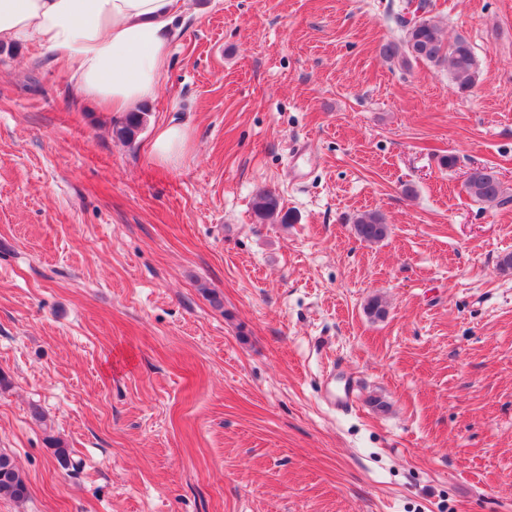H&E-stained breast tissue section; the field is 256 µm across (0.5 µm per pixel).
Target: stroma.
I'll return each instance as SVG.
<instances>
[{"mask_svg":"<svg viewBox=\"0 0 512 512\" xmlns=\"http://www.w3.org/2000/svg\"><path fill=\"white\" fill-rule=\"evenodd\" d=\"M403 2L188 0L130 142L0 48V451L29 486L0 512H512V204L464 189L512 195V0H432L466 92L382 55ZM190 143L189 132L171 125L158 131L150 145V156L158 163L175 165L186 153ZM465 192L475 201L488 206H503L512 201L502 182L487 168L475 169L465 184ZM353 230L361 241L378 243L387 237L389 226L378 213L364 212L354 219ZM335 369L336 365L333 364L325 377L323 382V398L331 407L339 411H347L353 407V383L346 381L341 388L336 390V385L332 383L330 378Z\"/></svg>","mask_w":512,"mask_h":512,"instance_id":"obj_1","label":"stroma"}]
</instances>
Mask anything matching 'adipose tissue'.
Returning a JSON list of instances; mask_svg holds the SVG:
<instances>
[{"label":"adipose tissue","mask_w":512,"mask_h":512,"mask_svg":"<svg viewBox=\"0 0 512 512\" xmlns=\"http://www.w3.org/2000/svg\"><path fill=\"white\" fill-rule=\"evenodd\" d=\"M185 0H0V44H35L68 67L78 92L112 112L154 98ZM188 131H158L150 155L176 164Z\"/></svg>","instance_id":"ef3b65f1"}]
</instances>
